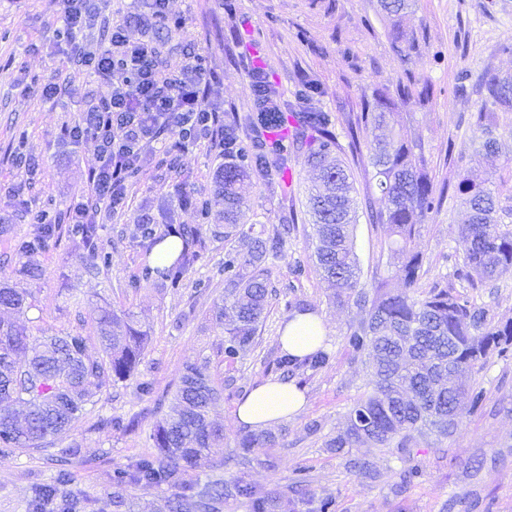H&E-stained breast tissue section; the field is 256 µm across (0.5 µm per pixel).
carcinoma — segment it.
Listing matches in <instances>:
<instances>
[{
    "instance_id": "1",
    "label": "carcinoma",
    "mask_w": 512,
    "mask_h": 512,
    "mask_svg": "<svg viewBox=\"0 0 512 512\" xmlns=\"http://www.w3.org/2000/svg\"><path fill=\"white\" fill-rule=\"evenodd\" d=\"M387 17L398 23L406 0H381ZM491 108L476 116L481 127L480 148L487 156L499 154L495 113L512 112V77L495 76L480 90ZM413 89L402 85L398 98L384 93L363 102L357 121L364 128L381 131L390 126L397 104H407ZM298 126L288 128L283 112H253L251 124L263 139L255 150L225 140L224 172L219 188L224 194V237L236 234L249 240L245 253L230 251L224 258V299L215 311L216 324L224 328V355L232 361L255 345L269 296L265 263L279 258L287 238L279 231L254 236L240 224L247 182L258 175L268 183H280L288 173V153L304 151L314 176L307 208L317 244L313 262L336 289L333 302L360 311L346 332V343L355 357L365 358L366 390L348 412L347 428L327 441L329 448H356L369 442L378 448L403 451L415 436L433 431L446 436L467 414L482 407L484 393L470 384L475 366L490 354L505 356L512 350V321L494 324L488 310L446 288H434L415 298L409 289L423 274L424 255L415 244L427 214L445 201L433 189L432 178L418 144L400 135H377L370 146V163L380 197H366L365 209L373 224L389 227L388 250L397 255L390 275L375 279L372 290L360 285L361 267L354 248L355 211L353 180L339 156L341 145L335 121L328 112H295ZM465 198L460 219L459 268L454 275L471 283L488 284L512 270V230L501 229L512 219V189L493 193L485 181L467 175L457 185ZM93 256L105 264L108 256L97 251V226L75 224ZM56 229L47 225L31 239H21L15 251L31 256L49 246ZM196 236L179 224H170L166 236L182 242L177 258L147 267L142 277L155 278L168 288L181 286L196 254L187 236ZM32 308L31 294L8 284L0 285V311L23 315ZM232 323L224 327V311ZM97 339L107 360L86 354L87 337L32 336L23 321L0 318V459L19 448L44 450L68 430L70 422L91 402L90 386L129 378L137 370L149 336L130 317L119 316L106 305L94 320ZM328 362L320 349L298 359L287 353L276 359L286 376L303 367L318 368ZM207 367L184 366L174 403L154 426L153 451L112 471V483L172 492L171 512H217L228 497H243L251 512H275L277 497L240 477L216 478L200 483L191 477L198 459L221 435L209 419V410L221 397ZM275 444L263 432H248L238 442L247 456ZM73 472L59 468L49 480L32 487L27 512H78L81 503L65 491Z\"/></svg>"
}]
</instances>
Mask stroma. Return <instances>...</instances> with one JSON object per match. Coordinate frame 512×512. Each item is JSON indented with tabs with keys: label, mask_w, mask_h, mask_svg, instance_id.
Returning <instances> with one entry per match:
<instances>
[{
	"label": "stroma",
	"mask_w": 512,
	"mask_h": 512,
	"mask_svg": "<svg viewBox=\"0 0 512 512\" xmlns=\"http://www.w3.org/2000/svg\"><path fill=\"white\" fill-rule=\"evenodd\" d=\"M94 4L93 16L79 35L87 49L98 48L113 22L124 20L130 42L159 46L169 63H178L188 52L202 54L215 76L210 102L223 108L225 117L236 119L242 145L251 141L249 69L266 70L286 103L294 102L302 80L312 81L316 90L309 105L337 117L338 139L359 202L377 192L369 157L372 131L358 129L356 150L347 148L346 131L364 99L377 91L395 94L408 82L427 87V96L399 106L397 117L398 130L420 143L435 190L446 196L441 209L428 214L419 229L425 273L414 292L423 295L435 284H446L487 307L493 322L512 320V271L494 284L471 288L454 277L452 259L463 208L454 193L458 181L471 171L494 181L512 177V113L498 115L502 152L495 158L478 152L480 132L470 120L484 106L476 91L479 81L512 76V53L502 50L512 43V0H408L402 25L413 31L416 44L404 56L394 47L380 0H170V10L185 20L183 27L171 30L132 21L131 0ZM61 26L59 0H0V224L7 227L0 233V283L31 292L27 319L34 335H86L90 358L104 356L93 336L91 315L93 307L105 303L117 311H133L148 328L150 340L134 376L96 388L93 404L72 421L66 435L47 450L22 449L0 459V512H27L33 483L49 478L59 449L74 443L80 444L81 454L73 461L70 491L83 500L84 512H115L116 496L130 512H169L168 493L118 489L110 474L151 451L154 425L167 412L189 362L207 365L224 387L223 398L210 413L222 434L198 461L197 478L241 477L278 491L277 512H317L319 500L328 496L335 512H512V352L490 354L473 372L472 385L485 393L480 410L466 416L448 437L418 438L411 455L420 473L411 487H399L403 463L395 451L369 444L339 453L326 448V440L345 429L348 411L364 392L368 376L345 340L355 313L331 302L333 290L312 262L315 236L306 208L311 172L304 153L290 155L287 187L255 178L247 192L241 221L254 233L273 232L288 211L297 220L285 257L269 266L273 295L256 345L234 366L224 361V337L212 314L224 295V281L217 274L224 251L230 246L244 250L243 241L227 242L204 232L182 287L173 289L142 279L151 260L136 233L138 224L149 218L160 232L169 224L193 229L205 221L223 223L224 199L215 191V176L225 158L209 139L198 138L177 151V136L168 130L144 144L124 204L103 213L98 226L97 246L110 253L109 265L92 267L88 248L63 231L48 250L31 258L42 268V279L19 276L23 260L13 245L38 227L17 214L9 187L25 182L27 206L34 212L65 210L86 192L96 144L71 139L61 130L109 98L124 80L119 70L103 80L67 63L66 47L55 38ZM32 83H55L62 91L47 99L29 91ZM14 151L34 156L36 166L13 165ZM181 186L209 200L208 220L179 204ZM387 240L385 226L369 223L366 213H359L354 242L363 285H371L374 274L390 272L393 257L385 249ZM297 263L306 269L298 279L290 273ZM294 299L323 318L330 360L320 369L293 376L305 395L304 407L272 427L274 447L243 459L236 449L244 428L234 411L255 387L281 378L275 360L289 319L284 303ZM143 381L152 384V394H142ZM110 416L127 421V429H96L100 418ZM313 422L319 425L314 433L308 429ZM355 459L368 462V471L353 468ZM299 469L306 482L297 491L291 482Z\"/></svg>",
	"instance_id": "1"
}]
</instances>
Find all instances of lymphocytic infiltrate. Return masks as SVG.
<instances>
[{
    "instance_id": "f902f5d3",
    "label": "lymphocytic infiltrate",
    "mask_w": 512,
    "mask_h": 512,
    "mask_svg": "<svg viewBox=\"0 0 512 512\" xmlns=\"http://www.w3.org/2000/svg\"><path fill=\"white\" fill-rule=\"evenodd\" d=\"M88 0H61L63 32L72 63L92 68L99 76L124 71L122 85L113 87L109 100L92 108L81 123L65 128L66 136L88 138L97 154L89 168V193L69 205L64 215L31 214L30 221L64 224L95 223L101 211L116 210L127 196V179L137 169L140 144L167 128L197 127L210 139L224 137V113L211 106L212 79L202 57L186 53L175 68L163 67L160 51L150 43L127 41L123 24L112 26L111 36L98 50H86L77 34L86 21Z\"/></svg>"
}]
</instances>
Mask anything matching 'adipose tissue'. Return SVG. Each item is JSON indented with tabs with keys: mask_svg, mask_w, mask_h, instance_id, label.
Wrapping results in <instances>:
<instances>
[{
	"mask_svg": "<svg viewBox=\"0 0 512 512\" xmlns=\"http://www.w3.org/2000/svg\"><path fill=\"white\" fill-rule=\"evenodd\" d=\"M326 326L313 313L298 314L284 326L281 343L288 353L303 357L322 347ZM306 403L304 394L294 383L269 380L249 392L239 403L238 422L254 430H265L288 419Z\"/></svg>",
	"mask_w": 512,
	"mask_h": 512,
	"instance_id": "adipose-tissue-1",
	"label": "adipose tissue"
}]
</instances>
